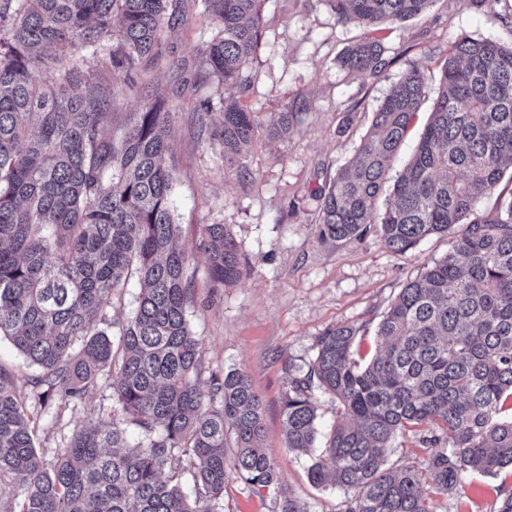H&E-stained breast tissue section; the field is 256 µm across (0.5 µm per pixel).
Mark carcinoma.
I'll return each mask as SVG.
<instances>
[{
	"label": "carcinoma",
	"mask_w": 512,
	"mask_h": 512,
	"mask_svg": "<svg viewBox=\"0 0 512 512\" xmlns=\"http://www.w3.org/2000/svg\"><path fill=\"white\" fill-rule=\"evenodd\" d=\"M263 0H204L218 22L201 52L202 78L241 91L258 43ZM433 0H328L341 22L375 28L425 13ZM174 0H0V337L38 368L26 396L0 366V487L3 512H222L228 434L232 466L279 512H301L282 492L261 447L263 402L248 375L232 370L199 383L202 341L190 329L185 278L190 254L176 245L167 162L172 112L157 97L112 129L104 92L78 69L32 77L78 47L112 43L113 72L126 76L153 56L177 21ZM341 65L365 76L388 65L376 37L350 45ZM412 66L392 85L355 157L326 187L316 226L324 242L361 239L379 226L385 246L405 253L433 234L454 235L448 254L409 281L379 323L380 349L353 358L357 330L325 329L302 378L283 402L288 447L318 439L312 390L331 393L341 417L310 467L355 494L345 512H430L423 485L448 491L469 473L512 466V200L480 208L512 165V45L462 38L441 68L433 108L393 202L377 212L391 162L428 95ZM215 137L224 162L242 160L253 113L222 99ZM291 112L266 128L286 140ZM207 276L216 288L245 272L222 224L204 227ZM141 285L134 315L105 309L130 276ZM112 376V426L84 425L48 459L35 446L31 409L79 406L101 372ZM151 436L131 445L125 424ZM418 427L424 469L386 465L395 434ZM191 471L189 497L165 470Z\"/></svg>",
	"instance_id": "cac0c4a2"
}]
</instances>
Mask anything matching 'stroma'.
Returning <instances> with one entry per match:
<instances>
[{"instance_id": "1", "label": "stroma", "mask_w": 512, "mask_h": 512, "mask_svg": "<svg viewBox=\"0 0 512 512\" xmlns=\"http://www.w3.org/2000/svg\"><path fill=\"white\" fill-rule=\"evenodd\" d=\"M179 23L166 30L162 57L141 64L112 100V119L141 111L142 85L177 104L170 136L174 176L173 220L180 242L194 253L186 276L192 297L187 313L201 338L200 381L232 369L247 372L263 401V446L282 485L302 512H343L348 497L333 485H315L309 469L317 451L288 448L283 398L293 378L304 376L317 354V338L326 328H358L353 347L359 360H370L378 343L375 327L407 281L445 256V236H432L414 249L389 251L377 230L361 240L335 244L316 234L321 200L317 193L327 176L348 162L369 129L391 86L409 66L438 76L455 41L462 37L512 43V0H434L424 17L386 24L377 36L390 61L376 77L342 68L338 57L363 31L337 22L327 0H264L260 41L247 65L250 88L241 103L259 123L270 113H293L287 141L259 132L243 161L227 165L220 141L224 90L198 83L197 52L217 32L203 0H180ZM211 101L208 130H199L195 110ZM220 224L246 260L239 282L212 287L200 251L201 229ZM116 410L111 379L101 374L92 394L75 409L51 408L37 426L36 446L52 456L79 425H110ZM427 450L422 431L399 432L387 464L424 468ZM512 491V469L496 476H466L452 493L426 489L431 512H496L504 493ZM224 512H279L273 497L256 492L235 472L224 482Z\"/></svg>"}]
</instances>
